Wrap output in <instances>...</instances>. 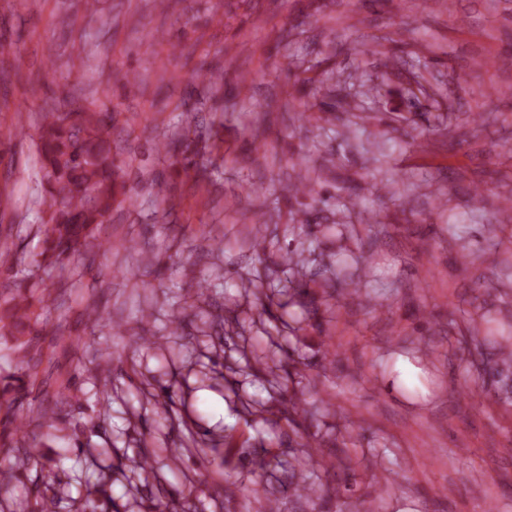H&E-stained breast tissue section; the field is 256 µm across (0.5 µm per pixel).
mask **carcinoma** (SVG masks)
<instances>
[{"label":"carcinoma","mask_w":512,"mask_h":512,"mask_svg":"<svg viewBox=\"0 0 512 512\" xmlns=\"http://www.w3.org/2000/svg\"><path fill=\"white\" fill-rule=\"evenodd\" d=\"M37 152L39 154L42 183L48 193L47 219L44 224L42 263L58 270L59 281L67 279L68 264L75 255L83 257V268H92L93 250L99 246V233L103 225L111 220L114 205L119 199L133 200V188L124 179V169L132 159L122 157L112 142V113L90 112L83 107L63 109L56 101L46 104L43 121L39 127ZM155 149L180 166L185 174L197 170L192 141L185 138L175 141H158ZM256 304L263 312H270L267 300L271 294L283 296L278 303L285 308L295 299L303 296L306 284L299 280L290 281L289 287L277 290L268 287L265 278L256 275L251 281ZM50 294L38 287L34 276L13 280L0 294V323L6 324L18 336L40 333L49 321ZM301 357L285 354L279 367L284 373L279 386L282 408L278 420L290 426L297 425L298 419L308 415L295 388L289 386L294 378H304L300 369ZM141 396L159 406L164 419L170 426L179 425L174 410L176 391L174 385H161L155 393L138 389ZM28 395L25 387L18 390L13 398H0V512H56L59 503L66 501L70 512H120L112 508V473L118 472L126 480L125 495L138 507L147 512H198L199 495L197 488L190 486L168 495L149 499L143 505L141 487L149 478L151 453L143 451L137 461H118L104 469L85 475L78 486L64 483L57 475L62 458L48 463L47 477L34 484L30 499L17 503L10 496V484L21 469L13 445L12 435L16 433L15 423L27 425L26 418L15 409L17 400ZM41 417L47 426L57 432L68 430L71 422L50 406L41 407ZM304 448L296 459L294 471L296 480L292 489L314 492L307 477L309 464L316 461L318 451L310 441L299 443Z\"/></svg>","instance_id":"1"}]
</instances>
